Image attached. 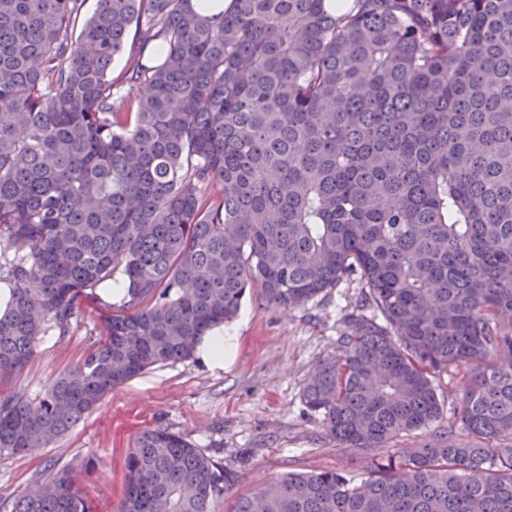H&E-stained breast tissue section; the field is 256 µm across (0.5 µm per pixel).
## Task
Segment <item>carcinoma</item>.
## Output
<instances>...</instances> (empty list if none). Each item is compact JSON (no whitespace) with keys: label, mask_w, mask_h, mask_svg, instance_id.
Returning <instances> with one entry per match:
<instances>
[{"label":"carcinoma","mask_w":512,"mask_h":512,"mask_svg":"<svg viewBox=\"0 0 512 512\" xmlns=\"http://www.w3.org/2000/svg\"><path fill=\"white\" fill-rule=\"evenodd\" d=\"M83 5L0 0V375L102 282L127 292L83 363L0 397V452L194 358L249 288L294 308L356 276L303 400L367 476L290 472L236 512H512V0ZM447 371L466 438L389 450L440 420ZM126 470L115 512H214L233 482L164 427ZM14 512L89 510L60 469Z\"/></svg>","instance_id":"carcinoma-1"}]
</instances>
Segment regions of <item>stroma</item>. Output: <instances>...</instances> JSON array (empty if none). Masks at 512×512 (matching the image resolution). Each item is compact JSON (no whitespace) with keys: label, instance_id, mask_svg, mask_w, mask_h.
<instances>
[{"label":"stroma","instance_id":"35a3bbf8","mask_svg":"<svg viewBox=\"0 0 512 512\" xmlns=\"http://www.w3.org/2000/svg\"><path fill=\"white\" fill-rule=\"evenodd\" d=\"M363 293L350 280L305 306L282 308L267 305L261 288H252L227 326L235 341L223 369L196 358L150 369L112 389L48 447L1 453L0 512H12L37 480L62 468L73 470L90 512H114L129 448L141 431L159 426L235 473L216 512H234L239 498L292 471L336 470L361 479L368 455L326 436L319 415L306 412L302 390L319 360L338 355L337 338ZM111 314V299L95 290L66 334L38 337L24 369L0 376V396H41L104 341Z\"/></svg>","mask_w":512,"mask_h":512}]
</instances>
